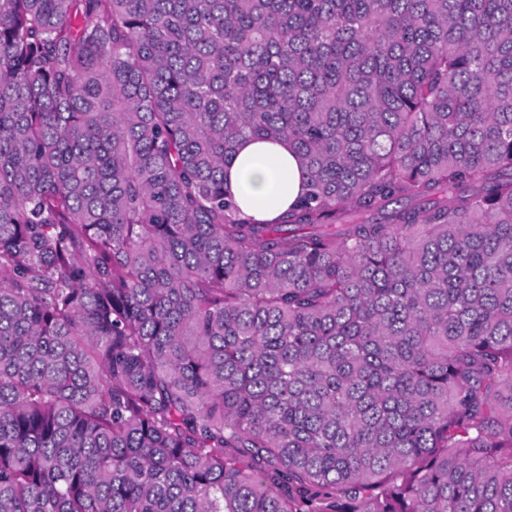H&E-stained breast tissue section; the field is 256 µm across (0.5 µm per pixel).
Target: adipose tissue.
Wrapping results in <instances>:
<instances>
[{
  "label": "adipose tissue",
  "mask_w": 512,
  "mask_h": 512,
  "mask_svg": "<svg viewBox=\"0 0 512 512\" xmlns=\"http://www.w3.org/2000/svg\"><path fill=\"white\" fill-rule=\"evenodd\" d=\"M224 173L235 204L258 222L277 219L308 190L297 154L284 140H241Z\"/></svg>",
  "instance_id": "obj_1"
}]
</instances>
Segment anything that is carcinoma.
<instances>
[{
  "instance_id": "carcinoma-1",
  "label": "carcinoma",
  "mask_w": 512,
  "mask_h": 512,
  "mask_svg": "<svg viewBox=\"0 0 512 512\" xmlns=\"http://www.w3.org/2000/svg\"><path fill=\"white\" fill-rule=\"evenodd\" d=\"M0 512H512V0H0ZM224 173L235 204L258 222L274 221L308 191L297 154L284 140H241Z\"/></svg>"
}]
</instances>
